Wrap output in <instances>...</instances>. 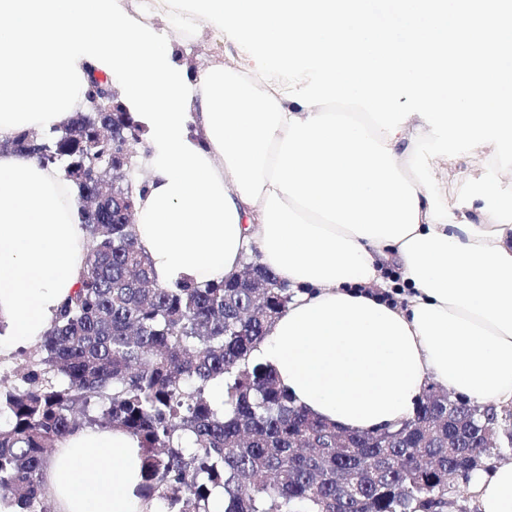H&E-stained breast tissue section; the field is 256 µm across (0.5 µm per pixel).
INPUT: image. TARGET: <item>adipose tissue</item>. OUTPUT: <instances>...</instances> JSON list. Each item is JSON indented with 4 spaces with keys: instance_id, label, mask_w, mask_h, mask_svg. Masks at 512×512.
<instances>
[{
    "instance_id": "1",
    "label": "adipose tissue",
    "mask_w": 512,
    "mask_h": 512,
    "mask_svg": "<svg viewBox=\"0 0 512 512\" xmlns=\"http://www.w3.org/2000/svg\"><path fill=\"white\" fill-rule=\"evenodd\" d=\"M202 36L240 56L192 78L174 53ZM295 57L321 94L290 83ZM92 69L145 130L135 229L155 282L220 281L256 250L294 288L251 358L295 405L342 431L402 424L433 383L512 408V198L448 207L423 164L436 121L451 144L491 130V164L512 142V0H392L388 20L372 0H0V142L66 120ZM86 259L74 185L0 153V342H37ZM142 483L119 428L69 435L44 468L56 512H156ZM466 495L512 512V456Z\"/></svg>"
}]
</instances>
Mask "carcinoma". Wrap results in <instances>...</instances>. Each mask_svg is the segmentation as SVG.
Instances as JSON below:
<instances>
[{
	"instance_id": "1",
	"label": "carcinoma",
	"mask_w": 512,
	"mask_h": 512,
	"mask_svg": "<svg viewBox=\"0 0 512 512\" xmlns=\"http://www.w3.org/2000/svg\"><path fill=\"white\" fill-rule=\"evenodd\" d=\"M128 112H75L64 128L24 131L0 146L61 170L77 195L97 193L89 164L112 169L137 150ZM136 196L115 190L79 211L87 270L16 380L0 388V512H50L43 489L49 450L82 428L120 427L144 455V484L164 512H437L448 470L462 468L475 421L448 412V396L424 393L415 427L398 441L299 448L336 428L293 404L273 371L249 360L295 295L258 261L250 284L230 279L156 285L132 232ZM224 386V410L211 385Z\"/></svg>"
}]
</instances>
